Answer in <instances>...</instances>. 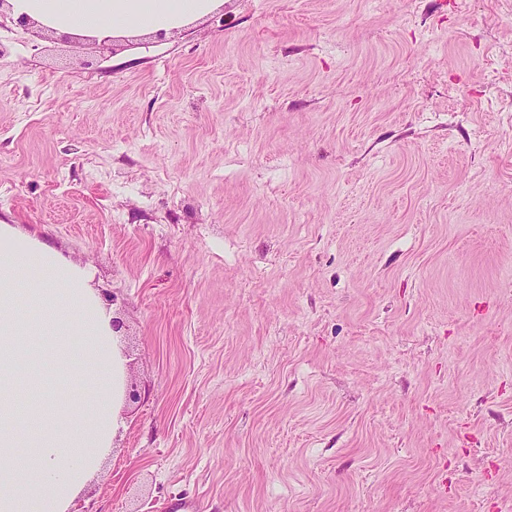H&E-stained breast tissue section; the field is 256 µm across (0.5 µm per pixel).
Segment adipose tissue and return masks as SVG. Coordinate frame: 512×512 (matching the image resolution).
Wrapping results in <instances>:
<instances>
[{
    "mask_svg": "<svg viewBox=\"0 0 512 512\" xmlns=\"http://www.w3.org/2000/svg\"><path fill=\"white\" fill-rule=\"evenodd\" d=\"M223 0H9L12 18L59 35L121 38L139 31L169 33L220 8Z\"/></svg>",
    "mask_w": 512,
    "mask_h": 512,
    "instance_id": "adipose-tissue-1",
    "label": "adipose tissue"
}]
</instances>
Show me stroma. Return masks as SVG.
<instances>
[{
	"mask_svg": "<svg viewBox=\"0 0 512 512\" xmlns=\"http://www.w3.org/2000/svg\"><path fill=\"white\" fill-rule=\"evenodd\" d=\"M0 43V222L140 394L78 512H512V0Z\"/></svg>",
	"mask_w": 512,
	"mask_h": 512,
	"instance_id": "35a3bbf8",
	"label": "stroma"
}]
</instances>
